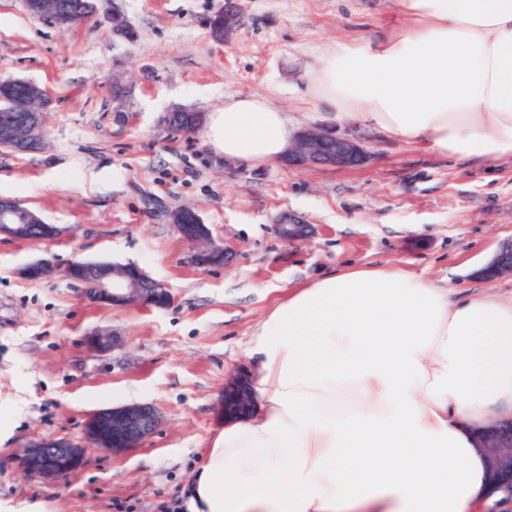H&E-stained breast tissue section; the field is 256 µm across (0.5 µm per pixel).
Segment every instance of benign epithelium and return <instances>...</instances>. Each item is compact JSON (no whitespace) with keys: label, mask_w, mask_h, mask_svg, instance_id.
<instances>
[{"label":"benign epithelium","mask_w":512,"mask_h":512,"mask_svg":"<svg viewBox=\"0 0 512 512\" xmlns=\"http://www.w3.org/2000/svg\"><path fill=\"white\" fill-rule=\"evenodd\" d=\"M25 5L30 14L61 29L69 27L71 14L59 10L48 12L44 0H25ZM20 87L36 96L47 95L38 84L23 78L0 81V147L28 152L40 147L44 121L39 110L22 111L15 107L14 99ZM182 117L186 118L183 129L188 134L193 128L203 126L204 113L201 111L176 110L167 115V123L172 126L174 120ZM367 158L368 153L357 142L323 127H311L299 132L281 163L299 170L314 166L347 169L365 163ZM170 218L184 241L207 242V248L191 253L196 266L208 268L225 261L226 248L212 240L210 228L195 212L175 210ZM274 229L286 243L304 241L312 233L310 225L289 212L278 216ZM35 231L41 232L47 240H53L61 233L57 225L45 223L20 201L0 196V236L18 239ZM57 272L52 260L39 259L20 268L18 274L25 280L38 281L49 279ZM63 273L73 281L86 284L81 292L92 304L124 306L136 303L163 309L173 300L170 289L154 287L156 280L136 264L74 261ZM478 274L487 279L512 275V240L502 243L492 261L478 270ZM85 344L92 351L107 352L119 344V339L111 331L96 329L85 338ZM252 408L253 389L249 376L238 369L224 383L219 412L226 418L237 419L249 414ZM159 422L158 410L147 403L100 409L84 423L85 445L66 440L36 443L19 455L18 466L33 478L63 479L84 465L88 450L112 454L125 452L150 437ZM478 447L487 456L492 493L500 496V503L512 505V430L501 422L481 434Z\"/></svg>","instance_id":"obj_1"}]
</instances>
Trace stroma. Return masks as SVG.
I'll return each instance as SVG.
<instances>
[{"label":"stroma","instance_id":"1","mask_svg":"<svg viewBox=\"0 0 512 512\" xmlns=\"http://www.w3.org/2000/svg\"><path fill=\"white\" fill-rule=\"evenodd\" d=\"M240 21L217 40L224 7ZM397 0H100L62 31L25 0H0V79L24 78L52 99L43 145L0 151V196L61 228L51 241L0 237V512H183L191 471L223 422L230 373L243 345L292 286L351 262H407L466 295L512 296V276L486 280L477 265L512 237V164L450 160L341 126L318 111L308 75L322 46L388 31ZM136 31H112L113 16ZM229 95L262 96L302 130L355 138L368 153L354 169L245 167L216 155L203 134L171 131L176 107L205 113ZM194 206L226 265L198 268L169 214ZM285 211L311 224L309 242L273 231ZM132 263L171 288L164 309L94 306L63 275L18 271L38 259ZM120 344L87 349V334ZM133 402L155 406L157 431L118 455L93 451L60 482L26 477L19 452L34 442L83 441L86 417ZM88 349L95 352H107L119 344L117 335L105 329H96L85 338Z\"/></svg>","mask_w":512,"mask_h":512}]
</instances>
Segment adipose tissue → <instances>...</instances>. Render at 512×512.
<instances>
[{
  "instance_id": "obj_1",
  "label": "adipose tissue",
  "mask_w": 512,
  "mask_h": 512,
  "mask_svg": "<svg viewBox=\"0 0 512 512\" xmlns=\"http://www.w3.org/2000/svg\"><path fill=\"white\" fill-rule=\"evenodd\" d=\"M399 36L339 39L310 93L337 121L446 158L512 160V0H397ZM205 136L254 167L293 141L261 96L226 97ZM252 414L226 420L187 512H479V428L512 417V299L469 297L405 264L295 285L258 323Z\"/></svg>"
}]
</instances>
